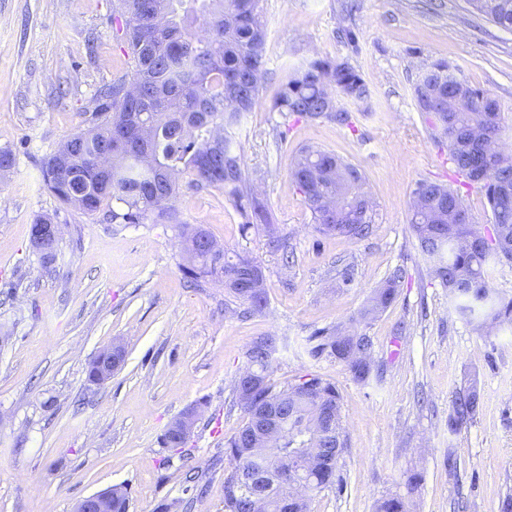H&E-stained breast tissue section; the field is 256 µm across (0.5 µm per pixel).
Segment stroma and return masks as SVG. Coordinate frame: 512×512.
Segmentation results:
<instances>
[{"mask_svg":"<svg viewBox=\"0 0 512 512\" xmlns=\"http://www.w3.org/2000/svg\"><path fill=\"white\" fill-rule=\"evenodd\" d=\"M259 0L266 74L258 102L234 131L241 165L294 254L283 265L263 229L242 233L223 190L181 183L176 224H118L112 202L88 214L45 187L43 158L90 128L98 89L131 73L114 29L117 0H0V512H73L75 503L127 487L129 512H224L226 440L244 424L233 380L256 337L274 336L270 379L284 388L309 376L342 396L346 448L336 483L311 512H375L401 496L411 512H501L512 496V330L479 332L459 319L410 229L422 181L455 185L447 149L419 112L413 86L442 61L503 109L512 149V34L471 12L467 0ZM353 25L357 45L337 36ZM322 56L349 62L372 95L351 105L352 124L284 118L272 102L289 72ZM303 146L334 152L365 177L375 203L369 237L317 231L292 177ZM60 227L56 257L29 247L36 216ZM203 225L228 253L263 268L268 305L238 317L223 286L188 287L177 227ZM405 279L377 318L360 312L394 269ZM352 285H344L345 270ZM347 327L373 344L360 383L347 366L312 356L318 330ZM124 367L96 385L86 368L113 340ZM475 389L477 415L452 431L456 393ZM200 412L186 448L163 447L168 423ZM203 473V494L187 489ZM419 474L417 488L407 478Z\"/></svg>","mask_w":512,"mask_h":512,"instance_id":"35a3bbf8","label":"stroma"}]
</instances>
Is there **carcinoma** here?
Here are the masks:
<instances>
[{
	"instance_id": "obj_1",
	"label": "carcinoma",
	"mask_w": 512,
	"mask_h": 512,
	"mask_svg": "<svg viewBox=\"0 0 512 512\" xmlns=\"http://www.w3.org/2000/svg\"><path fill=\"white\" fill-rule=\"evenodd\" d=\"M183 0H121L116 31L127 44L133 62L131 75H122L103 87L94 112V126L70 135L42 162L45 185L64 204L87 213L98 211L104 199L125 206L112 212V220L141 224L173 223L181 174L190 184L224 190L242 219V231L263 225L267 246L277 251L282 238L273 225L267 205L256 195L233 146L232 132L243 113L252 110L265 74L266 31L259 0H202L207 36L197 38L188 18L178 12ZM471 8L500 29L512 32V0H467ZM144 27L155 29L151 41L142 38ZM419 111L448 142V160L462 184L484 191L492 212V227L480 238L481 246L468 243L478 232L471 222L460 192L434 182H421L420 208H411L410 226L419 248L440 285L456 302L460 319L477 329L512 324V297L498 295L490 287L487 269L494 248L512 255V156L500 149L502 106L489 92L459 78L445 62L427 67L414 85ZM370 97L363 76L347 61L315 57L289 73L272 110L286 117L328 118L351 125L349 110L340 99L355 104ZM124 139L112 156L106 181L99 178L97 148L102 142ZM292 175L311 211L317 230L324 235L366 236L374 224V205L361 198L363 176L358 168L336 154L314 148L299 151ZM48 216L34 219L30 232L33 250L44 264L54 261L56 240L44 235ZM191 264L181 268L195 288L221 283L249 314L261 313L268 304L265 288L245 293L233 285L258 266L247 255L228 256L224 246L208 238L211 246L197 241L208 234L202 226L183 227ZM404 273L396 269L377 288L360 313L367 319L394 303ZM314 355L327 354L345 363L354 380L370 378L372 363L353 353V342L372 352L365 335L342 330L315 336ZM274 336H261L248 357L256 382L252 398L260 406L275 403L284 409L280 421L282 442L265 448L255 458L240 457L254 429L245 413L242 427L225 443L229 466L224 469V512H249L254 496L264 498V512H279L284 483L280 474L289 469V448L307 438L310 431H324L322 413L336 414L331 447L345 448L341 395L336 386L317 376L276 390L269 380V356L276 350ZM476 392L458 394L448 415V428L457 429L477 413ZM251 479L240 484L239 471ZM309 493H318L336 482V469L307 472Z\"/></svg>"
}]
</instances>
